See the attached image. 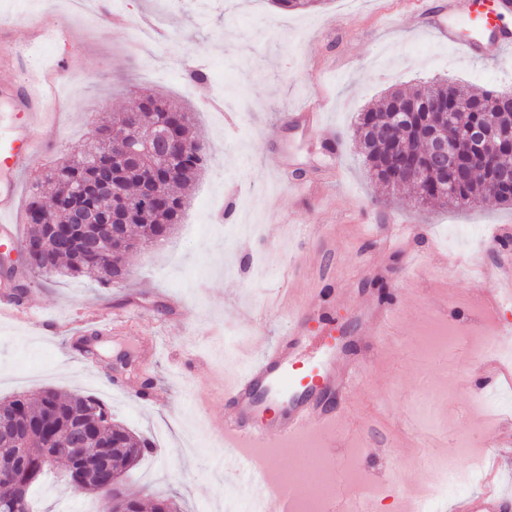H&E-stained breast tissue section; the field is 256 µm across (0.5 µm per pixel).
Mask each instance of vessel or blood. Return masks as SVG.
<instances>
[{"label":"vessel or blood","instance_id":"obj_1","mask_svg":"<svg viewBox=\"0 0 512 512\" xmlns=\"http://www.w3.org/2000/svg\"><path fill=\"white\" fill-rule=\"evenodd\" d=\"M512 13V0H448L447 10L418 17L414 28L431 33L439 42L459 47L472 59L500 61L512 49V29L503 20ZM70 29L49 20L33 21L27 36L9 42L8 57L22 59L26 69L0 79V251L21 244L17 214L20 176L39 155L56 145L53 136L68 109L62 92L72 64L68 54ZM478 280L494 279L495 289L485 304L498 311L512 306V275L478 264ZM402 302L389 300L361 313V332L391 341L399 334ZM314 301L288 308L282 336L269 344L240 372L224 381L226 410L221 422L225 445L233 448H305L326 440L335 431L337 397H348L361 367L356 354L301 362L299 353L310 339ZM247 484L261 503H274L275 512H291L294 486L271 494L258 471L247 469ZM326 512H374L369 499L348 500L331 494ZM455 512H512V493L484 487L458 499Z\"/></svg>","mask_w":512,"mask_h":512}]
</instances>
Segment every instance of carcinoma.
Returning <instances> with one entry per match:
<instances>
[{
  "label": "carcinoma",
  "mask_w": 512,
  "mask_h": 512,
  "mask_svg": "<svg viewBox=\"0 0 512 512\" xmlns=\"http://www.w3.org/2000/svg\"><path fill=\"white\" fill-rule=\"evenodd\" d=\"M495 93L487 90H474L456 86L448 82H432L411 92L401 90L391 91L383 102L369 107L360 113L354 131L358 139L371 178L385 188L394 184L383 175L382 165L389 160L390 144L394 138L399 139L400 147L407 149L408 154L423 165L429 164L430 148L427 141L417 135L420 124H434L442 119L440 110L451 108L458 100H465L468 106L454 111L455 123L463 128L473 124H483L489 128L503 125L512 119V112L503 109L493 102ZM404 100L414 112L411 122L403 129H395L389 125L387 116L392 111L393 102ZM155 104L154 108H144L139 112V125H150L160 120L161 114L176 105L155 97L146 99ZM132 121L128 114L110 124L104 123L97 127L94 143L79 152L73 159L57 166L53 171V191L44 206L50 211L51 218L57 224H67L70 221L68 207L76 203L89 212L105 214L112 207L124 208L136 199L140 193L141 178L121 158L112 153V145L108 133L113 129L125 132L130 146L140 148L130 125ZM484 150L504 157L503 169L512 171V146L490 140L484 145ZM208 163V152L192 153L177 165V177L170 180L164 176L158 177L156 189L166 193L169 208L161 215H155L142 206L130 209L129 224L140 229L142 240L151 243L157 237L174 229L180 223L185 202L175 192L177 188H185L204 170ZM100 165L109 166L117 171L118 179L112 196L103 197L94 193L82 192L70 194L78 190L84 183L92 179L93 171ZM491 175L475 171L468 183L461 185L456 192H436L434 186L424 182L417 186L418 198L416 204L424 205L433 200L442 206L462 207L475 203L481 197H492L500 204L512 206V200L500 197L491 190ZM27 229L23 240L39 239L43 243V251L50 267L40 272L45 278L88 277L102 286L112 285V263H117L120 257L110 252V245L104 243L94 253L79 250L63 249L57 241L46 235L44 228L25 216ZM72 410L86 414L87 426L99 443L109 447L112 453L114 468L121 473H129L140 459L151 448L149 442L139 439L124 427L114 423H103L98 417L107 413V409L97 399L79 393H66L56 389L44 390L35 401L20 394L9 400H0V422L11 420L16 415L27 414L34 427V434L24 443L25 451L35 459L41 457L46 449L54 447V441L63 439L68 434L66 416ZM79 490H84L101 497L112 498V512H143L144 505L130 496L122 477L112 479V490L100 488L92 479L81 482Z\"/></svg>",
  "instance_id": "carcinoma-1"
}]
</instances>
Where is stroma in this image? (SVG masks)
Listing matches in <instances>:
<instances>
[{
	"mask_svg": "<svg viewBox=\"0 0 512 512\" xmlns=\"http://www.w3.org/2000/svg\"><path fill=\"white\" fill-rule=\"evenodd\" d=\"M441 0H325L286 12L273 0H0V18L42 15L66 23L69 50L81 62L64 88L68 115L55 156L21 178L50 174L86 148L103 118L128 111L142 95L165 97L190 112L210 159L187 192L181 224L163 241L127 259L126 279L105 288L87 278L33 277L23 301L32 315L0 320V399L34 398L56 388L101 401L113 419L152 443L126 477L143 501L173 500L179 512H224L244 493L234 449L219 439L224 397L220 376L280 330L284 291L296 299L335 288L322 308L337 325L360 308L405 288L403 335L382 345L364 337L368 364L344 407L339 428L356 429L343 449L344 478L377 504L398 505L432 474L413 455L421 433L441 435L455 450L460 433L473 447L491 434L512 435V385L497 383L502 406L482 420L473 392L488 381L470 348L488 330L512 328V307L484 306L490 282L474 280L472 261L494 264V226H512V207L488 199L460 208L421 207L414 192L384 191L370 178L351 134L358 112L388 92L435 78L473 88L512 91V50L500 62L474 60L414 30V6ZM203 71L198 80L194 71ZM324 106V126L288 125L285 114ZM336 138L338 151L324 141ZM288 162L313 187L297 193L276 178ZM415 224L411 251H388L365 237L359 221ZM454 265L443 277L445 265ZM139 320L102 337L96 357L82 355L80 325L111 319L130 304ZM460 330L451 348L428 356L436 325ZM149 385L151 401L133 389ZM39 507L111 512V503L46 479Z\"/></svg>",
	"mask_w": 512,
	"mask_h": 512,
	"instance_id": "35a3bbf8",
	"label": "stroma"
}]
</instances>
